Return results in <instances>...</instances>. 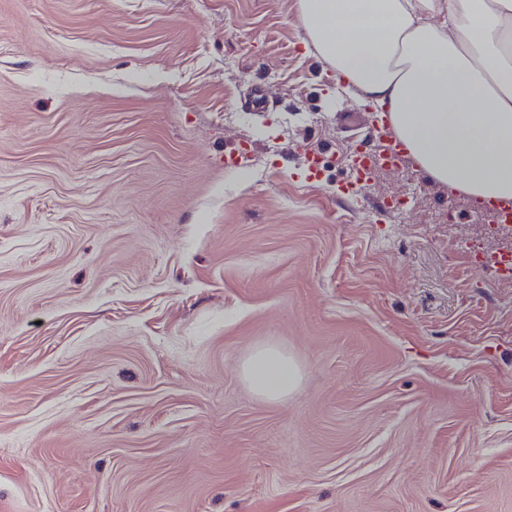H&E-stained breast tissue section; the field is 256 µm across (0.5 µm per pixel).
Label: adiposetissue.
I'll return each instance as SVG.
<instances>
[{"instance_id": "ef3b65f1", "label": "adipose tissue", "mask_w": 512, "mask_h": 512, "mask_svg": "<svg viewBox=\"0 0 512 512\" xmlns=\"http://www.w3.org/2000/svg\"><path fill=\"white\" fill-rule=\"evenodd\" d=\"M305 44L387 113L418 169L484 202L512 197V0H298ZM265 399L297 368L274 347L243 363Z\"/></svg>"}]
</instances>
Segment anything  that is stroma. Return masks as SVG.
<instances>
[{"instance_id":"stroma-1","label":"stroma","mask_w":512,"mask_h":512,"mask_svg":"<svg viewBox=\"0 0 512 512\" xmlns=\"http://www.w3.org/2000/svg\"><path fill=\"white\" fill-rule=\"evenodd\" d=\"M304 40L297 0H0V512H512L473 256L512 236L411 161L341 196L375 114ZM242 371L251 388L266 400L286 398L297 382V368L275 347L256 349L243 363Z\"/></svg>"}]
</instances>
